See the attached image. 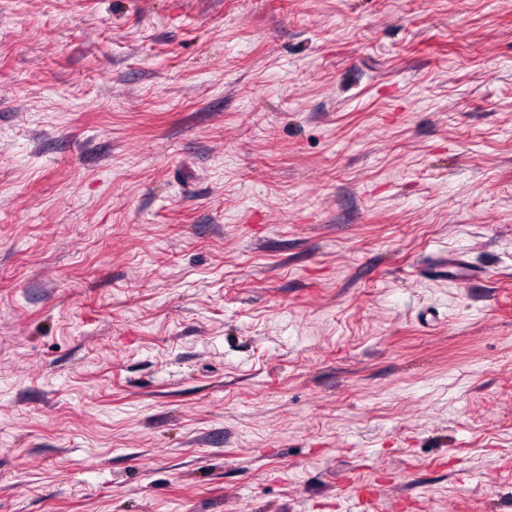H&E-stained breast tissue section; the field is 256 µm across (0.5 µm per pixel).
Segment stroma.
Wrapping results in <instances>:
<instances>
[{
	"label": "stroma",
	"instance_id": "stroma-1",
	"mask_svg": "<svg viewBox=\"0 0 512 512\" xmlns=\"http://www.w3.org/2000/svg\"><path fill=\"white\" fill-rule=\"evenodd\" d=\"M512 512V0H0V512Z\"/></svg>",
	"mask_w": 512,
	"mask_h": 512
}]
</instances>
